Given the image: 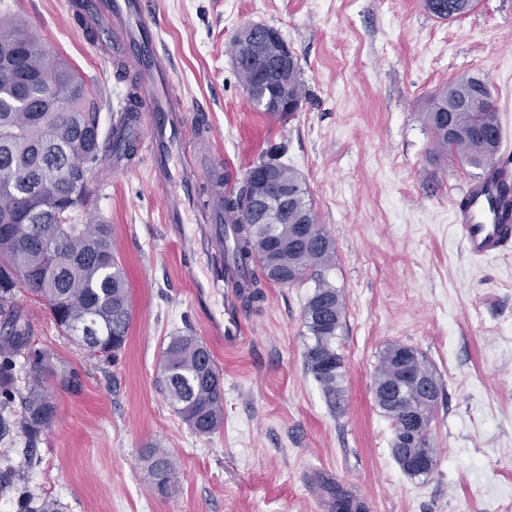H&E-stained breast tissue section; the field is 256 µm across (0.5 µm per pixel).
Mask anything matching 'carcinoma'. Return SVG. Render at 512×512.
Returning <instances> with one entry per match:
<instances>
[{"label":"carcinoma","instance_id":"1","mask_svg":"<svg viewBox=\"0 0 512 512\" xmlns=\"http://www.w3.org/2000/svg\"><path fill=\"white\" fill-rule=\"evenodd\" d=\"M441 20L465 15L473 0H424ZM55 95L60 111L41 107ZM288 97L303 102L300 67L288 75ZM436 147L451 151L471 167L485 171L501 145L500 124L488 84L463 76L436 93L425 112ZM114 147L101 137L99 105L91 87L66 60L53 57L19 18L0 19V439L18 434L36 440L57 416V404L45 389L51 376L60 387L77 384V374L58 368L54 354L34 341V330L17 300L18 283L42 299L61 332L106 360L126 345L133 308L123 265L117 260L112 225L99 219L61 222L56 214L82 207L93 185L86 178L75 188V172L99 169ZM278 170L288 182V211L264 223L251 211L249 178L224 191V211L238 215L224 232V279L235 281L246 307L264 300L267 283L299 285L315 280L303 309L309 342L306 370L334 411H343V359L336 349L345 307L342 295L318 269L333 257L334 242L317 223L302 176L275 156L250 167ZM403 351L423 372L432 369L418 350L400 344L382 354L375 378L389 375ZM163 388L170 405L193 434L210 436L224 422V381L207 345L190 330L171 337L163 351ZM376 405L398 428L399 405ZM41 464L36 449L15 459L0 456V482L17 498L18 512H60L58 500L34 493L30 474ZM146 479L168 494L174 466L165 451L143 455ZM332 512H369L366 503L337 482L323 486Z\"/></svg>","mask_w":512,"mask_h":512}]
</instances>
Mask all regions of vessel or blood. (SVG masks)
I'll return each instance as SVG.
<instances>
[{
  "label": "vessel or blood",
  "mask_w": 512,
  "mask_h": 512,
  "mask_svg": "<svg viewBox=\"0 0 512 512\" xmlns=\"http://www.w3.org/2000/svg\"><path fill=\"white\" fill-rule=\"evenodd\" d=\"M150 0H85L88 22L109 34L113 59L132 65L138 85L141 111L147 112V133L139 141V153L148 164L164 204V222L176 235L181 253L190 258L204 253L217 257L224 252V237L199 232V225L228 224L232 214L224 210V183L210 181L206 197L195 186L203 173L199 159L190 157L189 145L203 134V121L189 123L188 107L174 90V65L162 47L158 26L149 13ZM512 184V161H497L483 177L466 185L453 211L468 254L481 259L497 257L512 248V195L500 196L499 187ZM221 277L212 273L194 279L195 304L207 303L216 293ZM211 334L225 347H239L245 327L233 293H226L221 311L210 313Z\"/></svg>",
  "instance_id": "obj_1"
}]
</instances>
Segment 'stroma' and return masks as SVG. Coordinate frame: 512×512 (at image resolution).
I'll list each match as a JSON object with an SVG mask.
<instances>
[{
    "instance_id": "35a3bbf8",
    "label": "stroma",
    "mask_w": 512,
    "mask_h": 512,
    "mask_svg": "<svg viewBox=\"0 0 512 512\" xmlns=\"http://www.w3.org/2000/svg\"><path fill=\"white\" fill-rule=\"evenodd\" d=\"M153 19L176 70L175 91L207 117L214 162L243 181L261 152L286 145L335 245L325 276L343 296L336 339L348 402L332 412L307 373L302 312L313 283H269L242 308L248 341H209L187 271L145 160L104 165L96 218L112 226L133 320L125 349L106 361L59 332L44 302L16 295L39 347L79 374L45 387L53 425L34 443L35 493L62 512H328L334 479L369 512H512V251L479 260L464 248L452 205L477 169L436 150L425 121L431 97L462 76L484 79L512 155V0H476L438 19L423 0H153ZM52 54L85 76L102 135L127 108L133 75L117 71L74 17L72 0H0ZM277 29L296 53L306 97L299 111H255L236 75L239 28ZM208 340L224 374V424L194 435L161 388L172 334ZM419 350L442 384L431 445L438 466L411 478L391 454L393 430L372 385L383 351ZM171 457L168 495L144 479L141 455Z\"/></svg>"
}]
</instances>
